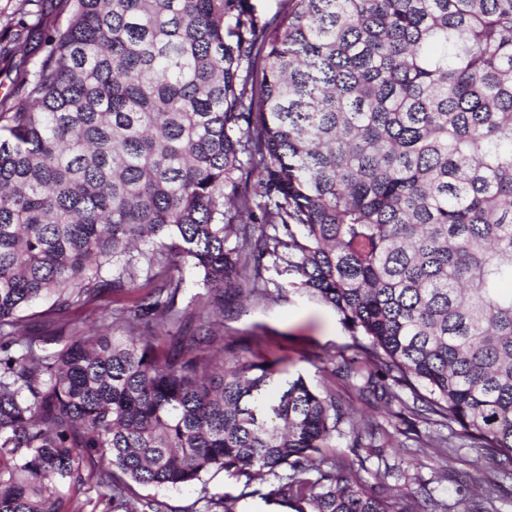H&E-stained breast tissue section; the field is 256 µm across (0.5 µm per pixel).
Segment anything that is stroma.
I'll list each match as a JSON object with an SVG mask.
<instances>
[{"instance_id": "1", "label": "stroma", "mask_w": 512, "mask_h": 512, "mask_svg": "<svg viewBox=\"0 0 512 512\" xmlns=\"http://www.w3.org/2000/svg\"><path fill=\"white\" fill-rule=\"evenodd\" d=\"M24 10L22 0H0V36L8 40L6 52L0 54V98L14 91L18 63H35L44 54L45 26L66 25L70 14L66 0H42L41 25L24 29L20 26ZM291 280L283 268H273L265 272L248 298L230 300L216 327L218 345L245 342L249 359L276 361L284 373L302 374L309 385L335 394L362 429L377 428L376 443L385 448L388 463L399 464L406 471L402 486L408 496L429 491L452 504L458 498L454 483L458 474L497 477L496 465L468 448H448L439 456H422L417 443L430 434L429 426L406 414L389 415L383 402L363 396L351 383L332 376L334 363L343 360L352 363L363 379L371 366L336 310L294 288ZM130 300L127 294L106 293L92 303L59 313L47 299L24 311V324L29 334L64 340L77 330L102 324L112 334L122 336L127 326L116 313L129 306ZM275 487L270 478L248 482L217 471L178 489L141 486L137 492L166 501L174 512H201L205 498L225 494L236 496V512H292L288 503L275 495Z\"/></svg>"}]
</instances>
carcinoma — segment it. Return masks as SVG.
Here are the masks:
<instances>
[{
  "mask_svg": "<svg viewBox=\"0 0 512 512\" xmlns=\"http://www.w3.org/2000/svg\"><path fill=\"white\" fill-rule=\"evenodd\" d=\"M66 0V26L0 100V512H174L133 485L217 470L275 480L294 512H448L369 493L336 447L384 450L336 395L167 335L183 262L212 313L268 264L330 304L371 372L360 391L512 472V0ZM152 245V251L143 249ZM151 284L145 289L140 279ZM137 293L134 332L48 353L20 313ZM316 469L318 476L301 478ZM484 483L463 512H495ZM206 499L204 512H235ZM259 24L271 21L287 4L285 0H248Z\"/></svg>",
  "mask_w": 512,
  "mask_h": 512,
  "instance_id": "1",
  "label": "carcinoma"
}]
</instances>
